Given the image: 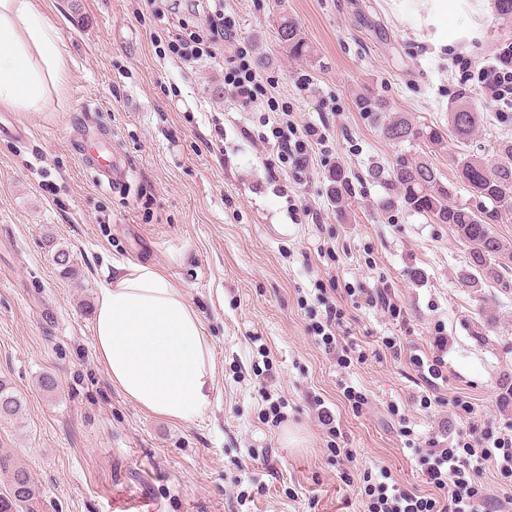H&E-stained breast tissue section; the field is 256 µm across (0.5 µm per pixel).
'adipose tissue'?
I'll return each instance as SVG.
<instances>
[{"label": "adipose tissue", "mask_w": 512, "mask_h": 512, "mask_svg": "<svg viewBox=\"0 0 512 512\" xmlns=\"http://www.w3.org/2000/svg\"><path fill=\"white\" fill-rule=\"evenodd\" d=\"M412 16L438 48L471 41L476 26L458 25L482 0H416ZM64 68L60 39L40 0H0V106L42 111ZM93 349L110 382L140 408L175 422L209 406L214 361L200 317L182 288L152 263L126 261L103 281Z\"/></svg>", "instance_id": "1"}]
</instances>
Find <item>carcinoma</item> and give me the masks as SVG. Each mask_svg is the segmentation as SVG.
Instances as JSON below:
<instances>
[{
    "mask_svg": "<svg viewBox=\"0 0 512 512\" xmlns=\"http://www.w3.org/2000/svg\"><path fill=\"white\" fill-rule=\"evenodd\" d=\"M278 39L294 56H306L310 49L295 22L284 17L278 28ZM358 111L374 119L383 137L397 145L410 143L426 135L429 141L443 139L442 133L432 129L423 133L409 120L396 115L382 120L388 111L387 103L370 93H362L355 100ZM479 122L478 113L466 105L457 106L448 115V133L466 141L471 138ZM500 158L487 165L475 155H466L456 161L457 181L463 183L476 199L475 205L452 204L453 187L441 181L433 163L398 154L388 173V184L396 196L384 201L386 208L402 203L416 213L436 218L439 224L450 225L469 247V266L477 275L469 277L472 288L482 287L489 279L504 289L512 288V244H507L493 230L492 225L512 214V141L499 147ZM331 201L341 208L348 193V181L341 168L330 175ZM21 409L20 399L7 385L0 383V415L13 416ZM0 473L7 477L9 492L0 496V512H40V489L31 470L9 455L0 454Z\"/></svg>",
    "mask_w": 512,
    "mask_h": 512,
    "instance_id": "cac0c4a2",
    "label": "carcinoma"
}]
</instances>
